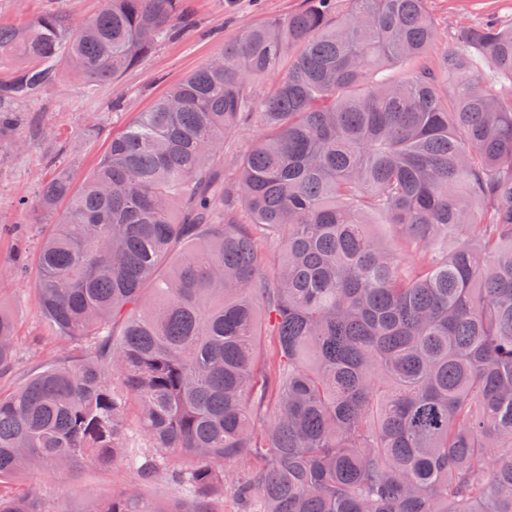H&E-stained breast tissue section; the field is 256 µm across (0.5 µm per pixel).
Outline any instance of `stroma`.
<instances>
[{"label":"stroma","mask_w":512,"mask_h":512,"mask_svg":"<svg viewBox=\"0 0 512 512\" xmlns=\"http://www.w3.org/2000/svg\"><path fill=\"white\" fill-rule=\"evenodd\" d=\"M187 3L189 27L157 45L143 64L118 80L98 85L90 95L63 63L54 81L11 106L15 125L0 135V305L8 308L16 326L20 366L12 377L0 381L2 390L20 386L31 372L70 350L66 339H44L35 298L37 269L31 264L21 272L16 264L19 255L35 256L46 234L45 225L30 220L42 185L62 171L73 184H81L104 156L113 135L148 111L170 87L201 68L247 27L288 17L303 0ZM103 4L104 0H0V22L22 27L44 11L62 10L78 26ZM427 10L442 48L452 46L451 34L458 24H480L490 18L502 25L512 23V0H427ZM21 481L50 492L55 506L68 508L91 497L111 498L126 488H140L148 499L175 496L164 483L144 486L133 470L108 465L81 467L65 477L46 468L22 476Z\"/></svg>","instance_id":"1"}]
</instances>
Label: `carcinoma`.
Returning <instances> with one entry per match:
<instances>
[{
    "label": "carcinoma",
    "instance_id": "cac0c4a2",
    "mask_svg": "<svg viewBox=\"0 0 512 512\" xmlns=\"http://www.w3.org/2000/svg\"><path fill=\"white\" fill-rule=\"evenodd\" d=\"M426 4L306 0L173 85L79 188L42 186L36 303L74 346L0 393V512H70L3 482L101 463L179 497L80 512H217L226 491L242 512H512V27L462 25L433 60ZM188 16L106 0L77 28L0 23V55L27 60L0 128L61 58L91 93ZM254 116L228 177L224 138ZM18 364L0 310V377Z\"/></svg>",
    "mask_w": 512,
    "mask_h": 512
}]
</instances>
